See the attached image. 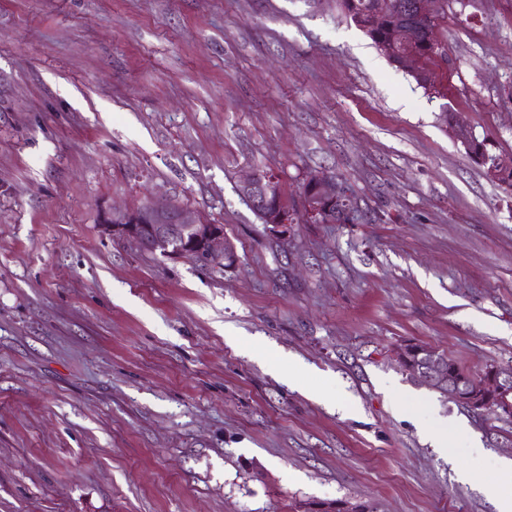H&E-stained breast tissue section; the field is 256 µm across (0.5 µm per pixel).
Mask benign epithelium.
Segmentation results:
<instances>
[{
	"label": "benign epithelium",
	"instance_id": "1",
	"mask_svg": "<svg viewBox=\"0 0 512 512\" xmlns=\"http://www.w3.org/2000/svg\"><path fill=\"white\" fill-rule=\"evenodd\" d=\"M436 0H411L408 8L414 19L425 25L433 18ZM448 125L457 141L470 149L473 132L458 116L449 118ZM512 172V156L497 155L485 167V175L499 181ZM239 194L246 199L265 229L275 235H288V228L295 223L293 210L275 172H254L243 178L238 185ZM301 203L306 215L317 223L325 215L340 207L353 217L358 215L357 201L347 187L336 178L325 174H311L303 183ZM103 224L112 237L132 241L151 252L169 257H201L224 262V270L233 269L238 255L233 242L224 234L220 224H201L192 220L181 208L162 206L151 202L123 212L103 216ZM393 356L400 368L410 378L432 389H443L458 404L477 414L512 416V370L497 367L481 376L470 392H464L462 383L454 374L445 371L430 355L411 364L407 358V343L393 349Z\"/></svg>",
	"mask_w": 512,
	"mask_h": 512
}]
</instances>
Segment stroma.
<instances>
[{"instance_id":"obj_1","label":"stroma","mask_w":512,"mask_h":512,"mask_svg":"<svg viewBox=\"0 0 512 512\" xmlns=\"http://www.w3.org/2000/svg\"><path fill=\"white\" fill-rule=\"evenodd\" d=\"M432 98L340 0H0V512H497L512 420L408 378L413 340L512 369V0H447ZM346 182L351 224L268 233L237 186ZM147 202L239 262L112 238ZM307 372L311 390L289 376ZM466 422L481 447L424 431Z\"/></svg>"}]
</instances>
